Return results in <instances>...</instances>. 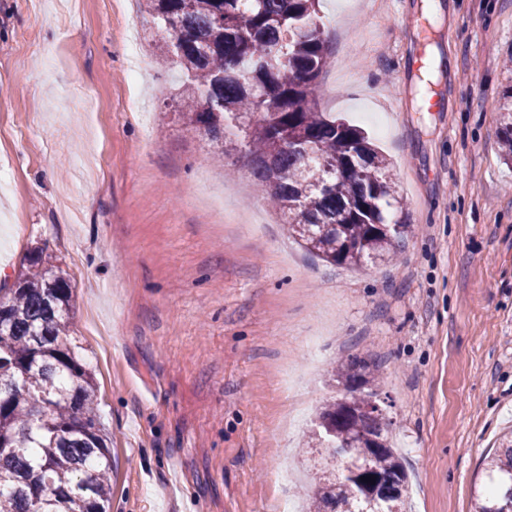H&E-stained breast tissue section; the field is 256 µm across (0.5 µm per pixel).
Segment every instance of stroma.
<instances>
[{"label":"stroma","mask_w":512,"mask_h":512,"mask_svg":"<svg viewBox=\"0 0 512 512\" xmlns=\"http://www.w3.org/2000/svg\"><path fill=\"white\" fill-rule=\"evenodd\" d=\"M320 0L323 111L387 155L409 224L398 256L332 265L282 220L260 237L198 203L271 214L236 137L175 112L161 31L140 0H0V271L44 250L73 290L70 336L111 440V512H275L311 488L285 425L283 356L321 372L302 396L344 392L341 357L378 360L380 398L407 472L409 512H472L482 459L512 431V0ZM143 71L129 80L126 44ZM436 67L418 103V63Z\"/></svg>","instance_id":"35a3bbf8"}]
</instances>
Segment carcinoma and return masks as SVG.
<instances>
[{
    "label": "carcinoma",
    "mask_w": 512,
    "mask_h": 512,
    "mask_svg": "<svg viewBox=\"0 0 512 512\" xmlns=\"http://www.w3.org/2000/svg\"><path fill=\"white\" fill-rule=\"evenodd\" d=\"M181 76L186 126L224 142L243 134L251 173L305 247L358 266L395 256L409 225L391 163L357 127L316 98L327 64L319 0H146ZM72 288L39 250L0 288V512H109L112 456L96 383L67 341ZM379 363L349 355L342 397L318 416L308 444L319 456L311 512H406V472L387 442ZM367 464L380 488L366 495L350 468ZM474 512L512 507V436L483 460Z\"/></svg>",
    "instance_id": "carcinoma-1"
}]
</instances>
